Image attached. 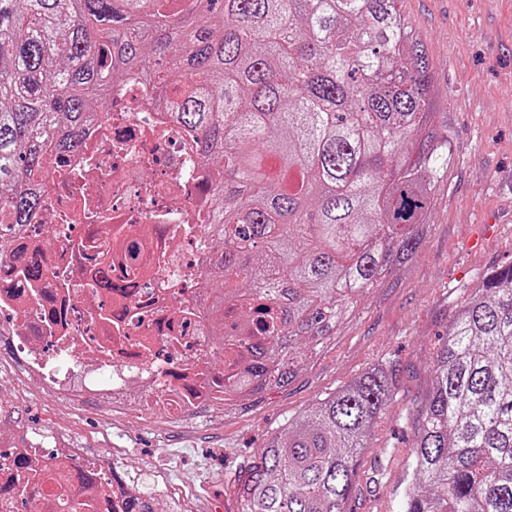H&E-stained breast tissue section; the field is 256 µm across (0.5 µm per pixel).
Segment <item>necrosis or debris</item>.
<instances>
[{
  "label": "necrosis or debris",
  "instance_id": "4bbe7bcc",
  "mask_svg": "<svg viewBox=\"0 0 512 512\" xmlns=\"http://www.w3.org/2000/svg\"><path fill=\"white\" fill-rule=\"evenodd\" d=\"M156 95L129 76L82 150L53 160L33 223L0 225V362L60 405L189 430L224 416L204 277L210 174ZM134 480L0 402V512H70L75 494L124 512Z\"/></svg>",
  "mask_w": 512,
  "mask_h": 512
}]
</instances>
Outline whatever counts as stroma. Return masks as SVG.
<instances>
[{
    "label": "stroma",
    "mask_w": 512,
    "mask_h": 512,
    "mask_svg": "<svg viewBox=\"0 0 512 512\" xmlns=\"http://www.w3.org/2000/svg\"><path fill=\"white\" fill-rule=\"evenodd\" d=\"M430 59L439 111L454 132L456 165L412 269L376 288L359 318L314 354L287 388L247 413L193 432L133 417H87L26 392L0 370V400L42 427H59L186 491L185 512H237L230 476L257 461L269 436L318 398L370 367L392 364L393 399L359 458L353 512H400L415 407L431 385L439 339L476 277L512 263V0H401Z\"/></svg>",
    "instance_id": "stroma-1"
}]
</instances>
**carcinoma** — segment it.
<instances>
[{
    "mask_svg": "<svg viewBox=\"0 0 512 512\" xmlns=\"http://www.w3.org/2000/svg\"><path fill=\"white\" fill-rule=\"evenodd\" d=\"M398 2L0 0V224L35 219L49 158L81 147L124 75L158 80L159 109L214 170L224 413L263 402L413 266L448 188V123ZM394 390L378 364L289 420L235 476L237 512H351ZM414 438L402 512H512V264L448 324Z\"/></svg>",
    "mask_w": 512,
    "mask_h": 512,
    "instance_id": "carcinoma-1",
    "label": "carcinoma"
}]
</instances>
